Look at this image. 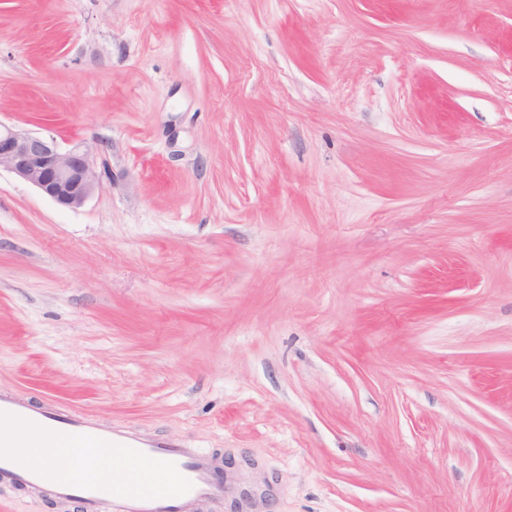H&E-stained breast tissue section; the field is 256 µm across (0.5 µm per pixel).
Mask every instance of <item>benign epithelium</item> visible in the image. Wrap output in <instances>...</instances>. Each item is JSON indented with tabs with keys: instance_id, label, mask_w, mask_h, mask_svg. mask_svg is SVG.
I'll list each match as a JSON object with an SVG mask.
<instances>
[{
	"instance_id": "benign-epithelium-1",
	"label": "benign epithelium",
	"mask_w": 512,
	"mask_h": 512,
	"mask_svg": "<svg viewBox=\"0 0 512 512\" xmlns=\"http://www.w3.org/2000/svg\"><path fill=\"white\" fill-rule=\"evenodd\" d=\"M2 169L68 208L83 205L99 185V174L85 146L65 148L51 135L22 131L0 122Z\"/></svg>"
}]
</instances>
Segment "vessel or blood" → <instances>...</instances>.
<instances>
[{"mask_svg":"<svg viewBox=\"0 0 512 512\" xmlns=\"http://www.w3.org/2000/svg\"><path fill=\"white\" fill-rule=\"evenodd\" d=\"M0 419L20 426L18 433L0 437V477L22 483L32 498L49 494L80 503L85 512H198L200 503L220 506L227 495L218 476L220 462L208 449L103 426L77 411L52 412L2 394ZM31 429L38 432L43 447L78 440L112 449L127 463L120 484L110 487L78 478L57 479L18 456Z\"/></svg>","mask_w":512,"mask_h":512,"instance_id":"obj_1","label":"vessel or blood"}]
</instances>
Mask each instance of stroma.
Segmentation results:
<instances>
[{
  "label": "stroma",
  "instance_id": "stroma-1",
  "mask_svg": "<svg viewBox=\"0 0 512 512\" xmlns=\"http://www.w3.org/2000/svg\"><path fill=\"white\" fill-rule=\"evenodd\" d=\"M0 122L100 175L0 173V393L247 512H512V0H0ZM36 187L57 204L78 208L99 185L90 150L63 147L54 136L19 130L0 122V171Z\"/></svg>",
  "mask_w": 512,
  "mask_h": 512
}]
</instances>
